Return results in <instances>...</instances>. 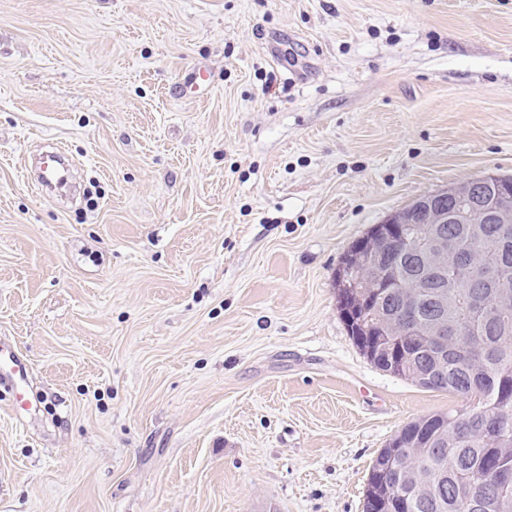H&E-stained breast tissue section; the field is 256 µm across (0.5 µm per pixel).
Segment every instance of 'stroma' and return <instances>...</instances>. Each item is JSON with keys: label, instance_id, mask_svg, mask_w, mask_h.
Instances as JSON below:
<instances>
[{"label": "stroma", "instance_id": "stroma-1", "mask_svg": "<svg viewBox=\"0 0 512 512\" xmlns=\"http://www.w3.org/2000/svg\"><path fill=\"white\" fill-rule=\"evenodd\" d=\"M485 174L512 0H0V512H363L459 400L370 363L336 272ZM8 356L12 359L13 366L8 371L1 369L0 379L7 380L11 387L17 390L19 395V397H17V402H21V393L23 389L20 385L25 382L28 376L27 367L14 353L10 352ZM4 372L6 373L3 374Z\"/></svg>", "mask_w": 512, "mask_h": 512}]
</instances>
